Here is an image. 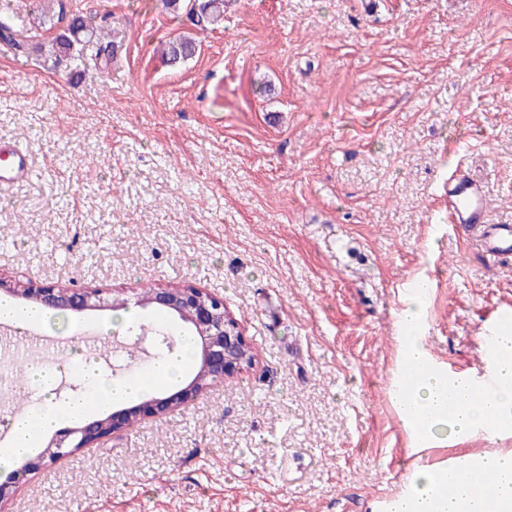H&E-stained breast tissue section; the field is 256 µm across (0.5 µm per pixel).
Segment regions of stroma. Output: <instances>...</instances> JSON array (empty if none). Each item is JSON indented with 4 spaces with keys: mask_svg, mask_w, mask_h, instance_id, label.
Masks as SVG:
<instances>
[{
    "mask_svg": "<svg viewBox=\"0 0 512 512\" xmlns=\"http://www.w3.org/2000/svg\"><path fill=\"white\" fill-rule=\"evenodd\" d=\"M109 17L85 65L50 58L58 2ZM0 139L29 181L0 186V278L136 302L223 297L258 355L180 410L35 473L0 512H373L414 456L389 402L398 314L437 281L424 334L485 373L512 259L435 203L456 165L512 224V0H229L200 30L160 0H0ZM196 38L180 70L161 42ZM24 42L17 50L16 42ZM51 310L41 335L107 327Z\"/></svg>",
    "mask_w": 512,
    "mask_h": 512,
    "instance_id": "stroma-1",
    "label": "stroma"
}]
</instances>
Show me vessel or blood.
Returning a JSON list of instances; mask_svg holds the SVG:
<instances>
[{
	"label": "vessel or blood",
	"mask_w": 512,
	"mask_h": 512,
	"mask_svg": "<svg viewBox=\"0 0 512 512\" xmlns=\"http://www.w3.org/2000/svg\"><path fill=\"white\" fill-rule=\"evenodd\" d=\"M31 166L26 154L0 147V183L18 182L27 178ZM439 199L448 212L453 230L466 235L481 230L486 252L503 257L512 256V224H491L487 221V203L481 184L467 170L455 168L439 190ZM62 348L60 341L45 337H32L25 342L15 339L10 328L0 329V349L15 359H26L29 351L53 357Z\"/></svg>",
	"instance_id": "obj_1"
}]
</instances>
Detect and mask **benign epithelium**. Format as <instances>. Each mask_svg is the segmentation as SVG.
<instances>
[{
    "instance_id": "1",
    "label": "benign epithelium",
    "mask_w": 512,
    "mask_h": 512,
    "mask_svg": "<svg viewBox=\"0 0 512 512\" xmlns=\"http://www.w3.org/2000/svg\"><path fill=\"white\" fill-rule=\"evenodd\" d=\"M0 292L60 312H94L126 306L124 301L119 303L106 298L105 291L100 288L73 290L33 283L9 284L0 279ZM139 303L189 326L200 341L199 363L210 373V381L222 380L242 371L236 356L247 339L241 327L228 328L230 311L224 305V299L201 288L186 285L182 288H155L148 296L141 298ZM203 391L204 387L191 380L171 394L152 396L137 405L95 417L56 435L43 452L27 462V468L36 469L47 460L67 456L80 448H91L109 439L139 416L159 417L169 414Z\"/></svg>"
}]
</instances>
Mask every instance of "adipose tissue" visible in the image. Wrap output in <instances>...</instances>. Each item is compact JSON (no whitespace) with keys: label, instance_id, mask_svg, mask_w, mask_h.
Segmentation results:
<instances>
[{"label":"adipose tissue","instance_id":"obj_1","mask_svg":"<svg viewBox=\"0 0 512 512\" xmlns=\"http://www.w3.org/2000/svg\"><path fill=\"white\" fill-rule=\"evenodd\" d=\"M427 295L413 289L399 313L397 370L404 373L391 393V403L418 454V465L399 494L388 499L384 512H512V448L461 453L449 437L464 441L481 436L502 439L512 434V324L495 336L489 354V388L474 394L467 373H448L432 358L423 331ZM193 336L180 349L156 363L148 378L108 380L95 363L78 360L82 391L13 422L0 448V465L28 455L48 432L66 419L91 416L100 409L178 384L194 361Z\"/></svg>","mask_w":512,"mask_h":512}]
</instances>
